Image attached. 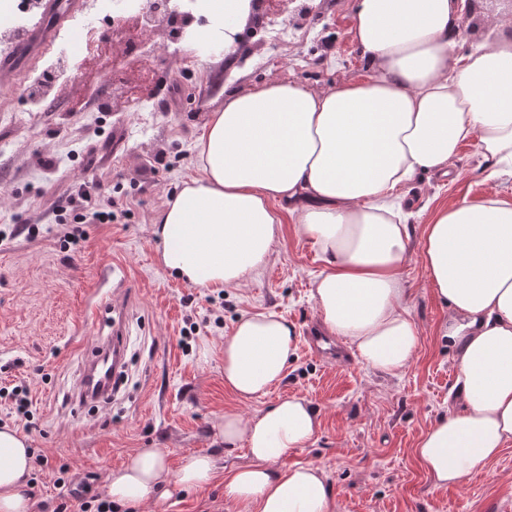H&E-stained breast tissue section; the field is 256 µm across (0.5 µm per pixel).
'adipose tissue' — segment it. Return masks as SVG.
Listing matches in <instances>:
<instances>
[{
  "mask_svg": "<svg viewBox=\"0 0 512 512\" xmlns=\"http://www.w3.org/2000/svg\"><path fill=\"white\" fill-rule=\"evenodd\" d=\"M257 0H206L224 23V53L244 48ZM462 0H357L353 33L362 75L322 90L273 79L224 99L196 141L197 177L165 202L153 233L161 266L202 288H242L269 263L284 221L311 237L325 263L311 297L331 335L388 376L414 358L418 329L405 305L402 267L411 231L397 189L422 171L449 174L460 145L476 140L495 174H512V17L494 40L461 58ZM429 284L450 317L449 395L458 411L435 421L417 454L441 485L457 484L512 446V202L490 192L438 209L421 242ZM295 326L275 313L238 320L224 338V384L241 400L280 384L297 349ZM311 401L290 396L249 417L225 413L226 447L250 464L224 480L236 512H334L323 471L274 470L316 435ZM32 451L0 426V512H32L24 493ZM209 455L181 459L142 450L107 477L112 502H144L166 485L192 489L216 473Z\"/></svg>",
  "mask_w": 512,
  "mask_h": 512,
  "instance_id": "ef3b65f1",
  "label": "adipose tissue"
}]
</instances>
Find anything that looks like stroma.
<instances>
[{"label": "stroma", "mask_w": 512, "mask_h": 512, "mask_svg": "<svg viewBox=\"0 0 512 512\" xmlns=\"http://www.w3.org/2000/svg\"><path fill=\"white\" fill-rule=\"evenodd\" d=\"M79 2L78 17L94 25L90 53L71 60L59 42L0 74V423L19 427L46 461L32 468L34 512H53L84 488L107 500L109 472L153 448L172 469L186 456L212 455L216 476L117 512H235L224 501V479L249 457L244 446L225 448L216 425L225 412L255 414L292 395L318 409L319 428L273 467L319 466L335 512H512V446L448 486L416 454L427 428L448 413L456 368L440 336L449 310L427 284L419 241L438 208L490 191L512 202V176H492L470 140L450 175L425 172L404 188L413 244L403 276L419 345L402 373L340 367L301 347L277 388L240 400L224 385L225 335L239 318L261 312L300 331L306 318H318L311 290L325 267L319 251L285 224L271 262L247 287L212 291L161 268L152 226L164 202L196 176V137L229 92L275 78L320 89L363 72L355 0H301L315 19L312 31L273 46L246 30L250 56L242 66L163 29L131 46L139 20L115 23L102 19L98 0ZM501 15H512V0H476L456 56L488 37L491 17ZM50 158L55 167H45ZM84 182L111 201L112 223L61 220V199ZM116 317L127 331L129 379L111 403L78 407L83 358ZM18 385L31 400L24 427L5 399Z\"/></svg>", "instance_id": "obj_1"}]
</instances>
